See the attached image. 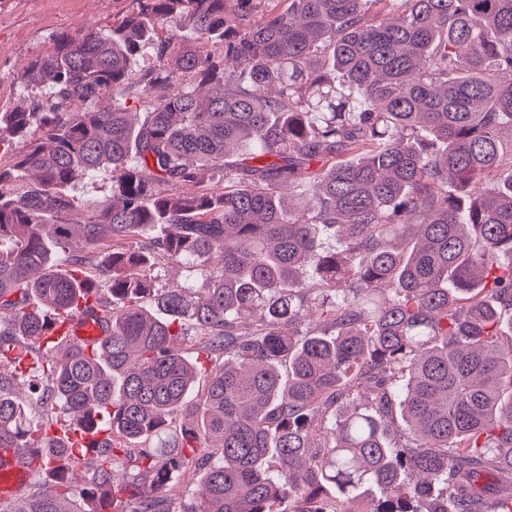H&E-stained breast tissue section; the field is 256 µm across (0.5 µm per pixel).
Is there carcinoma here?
I'll return each mask as SVG.
<instances>
[{"instance_id":"carcinoma-1","label":"carcinoma","mask_w":512,"mask_h":512,"mask_svg":"<svg viewBox=\"0 0 512 512\" xmlns=\"http://www.w3.org/2000/svg\"><path fill=\"white\" fill-rule=\"evenodd\" d=\"M20 80L0 456L42 483L0 512H512V0H131ZM90 297L105 336L48 341ZM110 178L111 173L102 170L93 179L77 183L71 189V194L78 202V209L87 205L103 207L109 204L112 199V180Z\"/></svg>"}]
</instances>
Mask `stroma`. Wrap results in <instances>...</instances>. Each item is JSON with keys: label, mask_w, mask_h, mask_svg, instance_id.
<instances>
[{"label": "stroma", "mask_w": 512, "mask_h": 512, "mask_svg": "<svg viewBox=\"0 0 512 512\" xmlns=\"http://www.w3.org/2000/svg\"><path fill=\"white\" fill-rule=\"evenodd\" d=\"M129 8V0H0V109L16 105L19 71L54 37L108 31Z\"/></svg>", "instance_id": "1"}]
</instances>
